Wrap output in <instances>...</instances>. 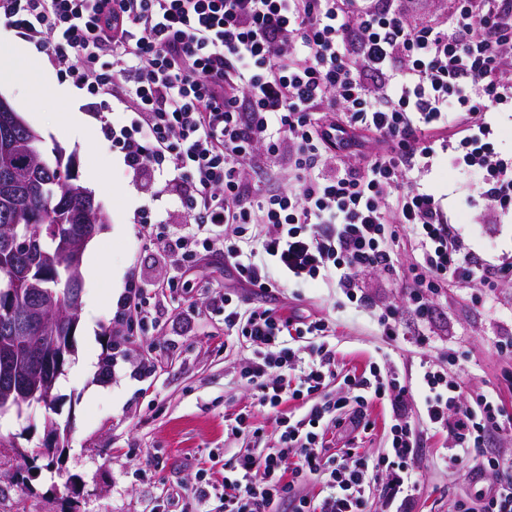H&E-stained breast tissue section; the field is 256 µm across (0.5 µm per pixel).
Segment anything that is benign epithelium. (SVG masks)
<instances>
[{
	"label": "benign epithelium",
	"mask_w": 512,
	"mask_h": 512,
	"mask_svg": "<svg viewBox=\"0 0 512 512\" xmlns=\"http://www.w3.org/2000/svg\"><path fill=\"white\" fill-rule=\"evenodd\" d=\"M17 127L25 128L27 124L12 104L0 95V131L5 133ZM84 216L87 224L84 225L83 234L72 238L77 257L95 234V220L101 217L100 206L89 194L86 195ZM59 230L58 225L45 230L42 225L35 223V218L26 216L24 223L11 224L0 233V244L17 255L45 259L49 257L47 242L57 240ZM32 270L31 265L5 269V277L0 281V290L13 296H22L21 284L30 278ZM37 279L45 282V288L35 299L27 301L21 308L14 322V335L9 337V341L0 342V406H19L30 402L34 395L33 375L14 369L12 344L19 343L31 353L34 368L42 375L45 385H51L56 372L54 362L57 358L45 351L48 343L55 340V337L47 335V332L58 318L66 315V311L57 308L54 303L55 288L59 287V279L43 275L37 276Z\"/></svg>",
	"instance_id": "7a95c632"
}]
</instances>
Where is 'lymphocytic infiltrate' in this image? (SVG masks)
<instances>
[{
  "label": "lymphocytic infiltrate",
  "mask_w": 512,
  "mask_h": 512,
  "mask_svg": "<svg viewBox=\"0 0 512 512\" xmlns=\"http://www.w3.org/2000/svg\"><path fill=\"white\" fill-rule=\"evenodd\" d=\"M419 0H0V21L34 42L97 99L102 111L134 102V116L106 137L126 166L176 172L181 203L198 227L233 225L234 238L185 236L169 246L188 267L221 252L239 291L220 295L227 333L254 357L243 375L273 411L278 446L245 449L221 480H199L197 512L219 496L224 512H371L368 488L386 472L385 499H412L418 430L408 398L431 430L448 434L451 462L479 458L487 480L477 512H512V461L490 453L491 432L512 423L494 396L467 403L443 365L421 362L415 383L370 368L339 390L323 316L248 305L282 283L334 281L374 313L385 336L402 334L398 307H379L363 275H403L419 324L449 281L511 283L512 255L491 262L471 250L439 198L414 180L439 151L479 175L493 216L512 213V159L494 157L493 114L512 104V0H448L452 25L419 15ZM111 68H95L103 52ZM377 152L363 154L362 135ZM287 156L294 185L263 189L248 172ZM418 257L400 272L398 229ZM388 401L384 456L351 443L332 450L328 428L369 429L366 407ZM304 412L283 411L288 401ZM316 478L323 491L299 494Z\"/></svg>",
  "instance_id": "obj_1"
}]
</instances>
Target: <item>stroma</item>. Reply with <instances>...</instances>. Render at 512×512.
I'll list each match as a JSON object with an SVG mask.
<instances>
[{"instance_id":"35a3bbf8","label":"stroma","mask_w":512,"mask_h":512,"mask_svg":"<svg viewBox=\"0 0 512 512\" xmlns=\"http://www.w3.org/2000/svg\"><path fill=\"white\" fill-rule=\"evenodd\" d=\"M45 84L38 103L26 107L16 85L1 82L0 95L44 139V149L61 148L74 162L78 182L102 206L104 222L93 243L111 276L83 278L73 353L58 377L55 409L41 404L22 414L0 416V436L14 448L0 450V512H167L177 502L193 512L191 488L199 477L221 473L224 457L244 448H267L278 439L274 415L257 406L242 375L254 348L224 333V313L214 295L235 289L232 267L211 254L182 272L168 261L165 247L193 232L179 192L151 170L128 169L103 132L105 123H122L127 113L99 112L74 80L44 63ZM79 109L95 131L86 142L71 141L59 127L63 113ZM420 181L452 212L473 248L488 258L512 254V218L492 217L468 205L476 196L473 181L447 155H440ZM152 232H144L143 223ZM190 279L192 291H166L167 281ZM163 286L154 319L116 328L111 288L126 290L130 280ZM366 291L381 306H402L406 337L383 335L373 314L348 302L333 282L318 280L281 288L269 305L332 322L328 342L336 352V374L359 373L369 366L416 374L421 359L441 361L447 346L458 354L448 373L466 401L495 393L512 416V356L497 353L494 343L503 321L512 319V284L495 288L489 304L477 303L476 284L459 279L434 299L429 347L411 343L417 330L405 307V288L383 274L364 278ZM95 331L86 334L85 322ZM111 358L110 374H77L84 355ZM250 412L258 437H236L225 419ZM372 430L359 433L358 455L380 457L387 446L392 412L388 402L369 405ZM57 426L58 460L33 457ZM448 434L422 436L415 463L420 487L415 512H454L457 500L474 497L479 483L446 462Z\"/></svg>"}]
</instances>
